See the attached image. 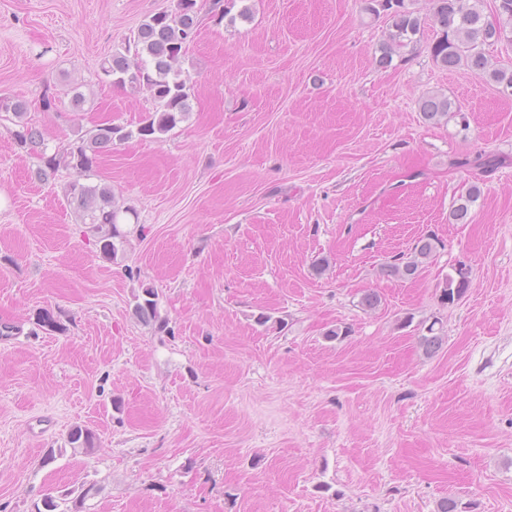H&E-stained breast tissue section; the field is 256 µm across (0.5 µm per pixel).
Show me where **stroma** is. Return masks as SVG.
<instances>
[{"instance_id": "1", "label": "stroma", "mask_w": 512, "mask_h": 512, "mask_svg": "<svg viewBox=\"0 0 512 512\" xmlns=\"http://www.w3.org/2000/svg\"><path fill=\"white\" fill-rule=\"evenodd\" d=\"M198 2L170 132L45 184L0 120V512L90 485L84 512H512V91L435 65L430 24L380 66L366 0ZM176 3L0 0V95L51 154L136 129L153 101L99 64ZM432 91L461 114L425 121ZM97 181L138 216L113 260L62 195ZM429 234L417 277L385 273ZM144 285L166 328L135 316ZM481 189L473 185L465 196H461L450 211V218L457 224H465L471 218V206L480 196ZM471 281L468 278V272L463 268L457 270V278L448 276L446 285L441 294V300L444 303H454L456 299L462 297L470 288Z\"/></svg>"}]
</instances>
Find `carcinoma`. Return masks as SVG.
Instances as JSON below:
<instances>
[{
	"label": "carcinoma",
	"mask_w": 512,
	"mask_h": 512,
	"mask_svg": "<svg viewBox=\"0 0 512 512\" xmlns=\"http://www.w3.org/2000/svg\"><path fill=\"white\" fill-rule=\"evenodd\" d=\"M415 0H369L368 10L373 14L384 11L392 23L386 42L381 46L379 63L386 64L400 49L416 42L421 33L422 18L414 7ZM431 20L439 27L438 36L431 45L434 63L448 70L463 68L468 73L512 89V69L492 68L484 48L496 43L512 44V0H498L497 18L490 20L481 8L482 0H431ZM196 0H177L173 11H162L148 16L134 36L128 38L125 52L105 58L100 64V79L116 86L139 87L149 93L155 109L146 113L136 130H127L107 121L78 137L77 145L65 151L48 155L40 132L24 121L26 104L8 97L0 98V112L12 113L19 129L12 132L16 144L34 152L42 162L36 171L39 180L46 183L55 179L60 168L90 172L102 151L114 141H124L138 135L142 138L165 134L182 122L190 112V87L182 78L181 56L184 46L193 41L198 28ZM419 110L430 122H439L459 107L443 93L427 94L421 98ZM66 199L77 204L89 220L90 232L97 236L100 250L108 258H116L124 251L126 234L120 229L122 214H134L129 207L114 203L112 187L105 183L89 185L70 182L61 187ZM479 186H472L459 198L450 211V218L465 224L471 218V206L480 196ZM435 251L434 239H419L411 256L388 265L387 272L399 278H413L424 261ZM470 288L468 272L460 268L457 277H448L441 300L451 304ZM133 311L146 323L167 326L160 316L159 293L153 287H142L133 295ZM96 437L87 428L75 426L68 442L75 450L89 453L95 448Z\"/></svg>",
	"instance_id": "carcinoma-1"
}]
</instances>
